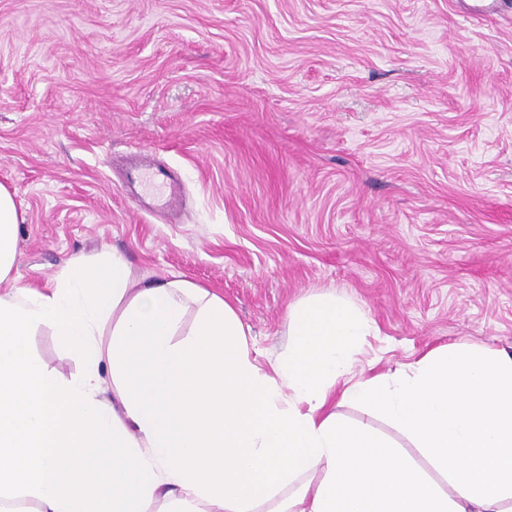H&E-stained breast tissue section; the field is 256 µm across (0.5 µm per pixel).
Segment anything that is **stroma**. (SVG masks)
<instances>
[{"label":"stroma","instance_id":"1","mask_svg":"<svg viewBox=\"0 0 512 512\" xmlns=\"http://www.w3.org/2000/svg\"><path fill=\"white\" fill-rule=\"evenodd\" d=\"M158 166L181 204L151 212L127 179ZM0 184L16 285L114 251L224 296L264 359L332 292L374 328L353 382L512 355V0H0ZM29 349L82 370L52 330ZM21 220L13 193L0 185V284L12 279Z\"/></svg>","mask_w":512,"mask_h":512}]
</instances>
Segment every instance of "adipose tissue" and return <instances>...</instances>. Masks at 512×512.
Masks as SVG:
<instances>
[{
  "mask_svg": "<svg viewBox=\"0 0 512 512\" xmlns=\"http://www.w3.org/2000/svg\"><path fill=\"white\" fill-rule=\"evenodd\" d=\"M21 222L0 185V283ZM49 328L81 358L66 380L29 351ZM371 327L322 294L288 314L260 366L224 297L125 259L70 258L0 292V512H512V356L445 347L408 371L347 382ZM399 424L439 486L336 402Z\"/></svg>",
  "mask_w": 512,
  "mask_h": 512,
  "instance_id": "obj_1",
  "label": "adipose tissue"
}]
</instances>
